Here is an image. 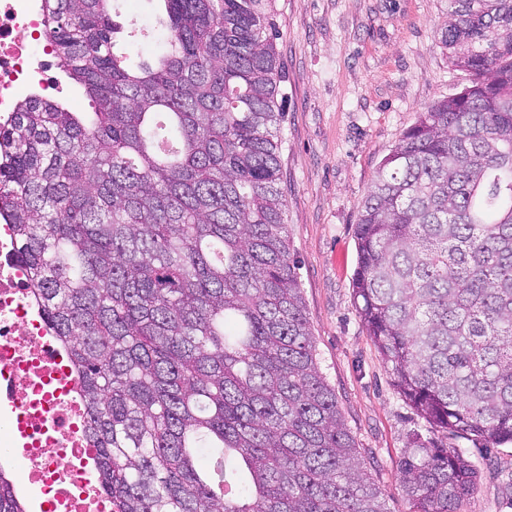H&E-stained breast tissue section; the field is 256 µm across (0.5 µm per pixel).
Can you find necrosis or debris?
<instances>
[{
	"label": "necrosis or debris",
	"instance_id": "1",
	"mask_svg": "<svg viewBox=\"0 0 512 512\" xmlns=\"http://www.w3.org/2000/svg\"><path fill=\"white\" fill-rule=\"evenodd\" d=\"M38 0H0V125L31 84H48ZM14 228L0 225V447L37 492V512H112L95 480L96 450L75 365L54 342Z\"/></svg>",
	"mask_w": 512,
	"mask_h": 512
}]
</instances>
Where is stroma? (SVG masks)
Returning a JSON list of instances; mask_svg holds the SVG:
<instances>
[{
	"instance_id": "obj_1",
	"label": "stroma",
	"mask_w": 512,
	"mask_h": 512,
	"mask_svg": "<svg viewBox=\"0 0 512 512\" xmlns=\"http://www.w3.org/2000/svg\"><path fill=\"white\" fill-rule=\"evenodd\" d=\"M447 11L448 0H275L281 188L318 364L389 512H410L397 468L418 436L477 469L462 512H512V443L433 432L394 386L353 292L356 224L381 160L419 112L469 83L439 44ZM163 13L162 0H118L115 49L131 65L161 50Z\"/></svg>"
}]
</instances>
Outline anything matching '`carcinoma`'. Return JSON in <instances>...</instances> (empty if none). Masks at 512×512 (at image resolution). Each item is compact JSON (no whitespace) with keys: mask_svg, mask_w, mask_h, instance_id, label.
I'll return each mask as SVG.
<instances>
[{"mask_svg":"<svg viewBox=\"0 0 512 512\" xmlns=\"http://www.w3.org/2000/svg\"><path fill=\"white\" fill-rule=\"evenodd\" d=\"M164 43L113 52L110 0H41L93 116L34 93L0 126V218L77 367L112 512H389L319 370L280 189L274 0H163ZM470 85L385 157L354 292L429 426L512 443V0H448ZM413 512H461L478 472L419 437ZM0 512H26L0 473Z\"/></svg>","mask_w":512,"mask_h":512,"instance_id":"carcinoma-1","label":"carcinoma"}]
</instances>
